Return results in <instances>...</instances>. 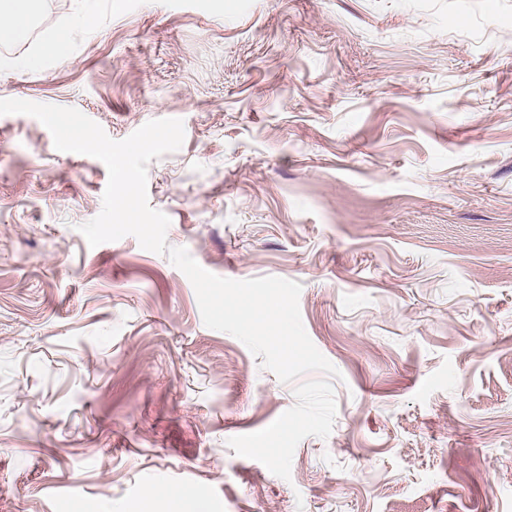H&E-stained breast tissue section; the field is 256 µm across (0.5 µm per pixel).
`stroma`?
<instances>
[{
  "instance_id": "obj_1",
  "label": "stroma",
  "mask_w": 512,
  "mask_h": 512,
  "mask_svg": "<svg viewBox=\"0 0 512 512\" xmlns=\"http://www.w3.org/2000/svg\"><path fill=\"white\" fill-rule=\"evenodd\" d=\"M69 27L0 98L115 140L181 119L148 166L168 245L299 282L337 410L290 479L235 454L293 385L167 256L89 247L105 165L0 116V512H512V0H32L0 56ZM76 33V29L64 31L58 37L44 45L42 50L43 55L58 60L65 59L69 52L70 43L76 36Z\"/></svg>"
}]
</instances>
